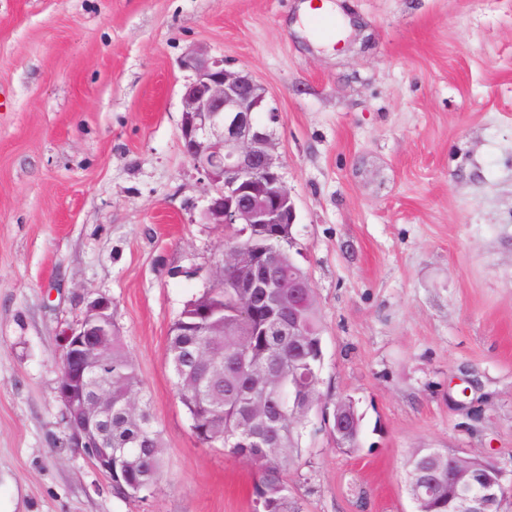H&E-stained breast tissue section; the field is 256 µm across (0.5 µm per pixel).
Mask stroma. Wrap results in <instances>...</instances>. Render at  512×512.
<instances>
[{"instance_id":"1","label":"stroma","mask_w":512,"mask_h":512,"mask_svg":"<svg viewBox=\"0 0 512 512\" xmlns=\"http://www.w3.org/2000/svg\"><path fill=\"white\" fill-rule=\"evenodd\" d=\"M302 2L0 0V512H254L253 466L198 441L166 363L225 234L178 136L193 48L276 111L320 395L362 417L347 453L312 411L303 512H414L418 448L512 467V0H336L333 50ZM100 296L162 436L144 499L71 446L57 393Z\"/></svg>"}]
</instances>
